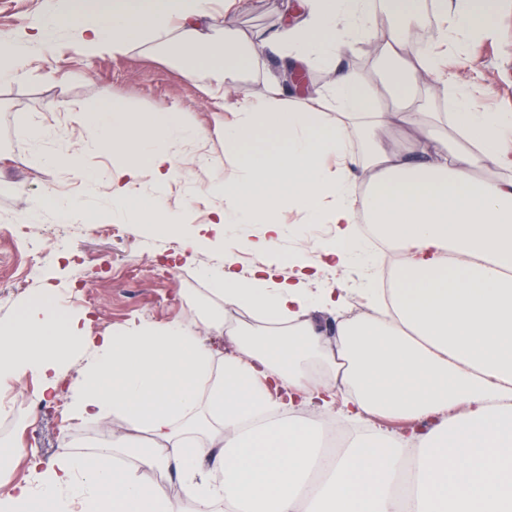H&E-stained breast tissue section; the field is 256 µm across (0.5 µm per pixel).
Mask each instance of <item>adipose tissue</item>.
I'll return each mask as SVG.
<instances>
[{"mask_svg":"<svg viewBox=\"0 0 512 512\" xmlns=\"http://www.w3.org/2000/svg\"><path fill=\"white\" fill-rule=\"evenodd\" d=\"M500 0H435L461 30L490 29ZM81 22L77 49L123 52L151 42L172 49L188 75L233 98L237 118L224 125L235 175L210 184L220 199L213 222L261 224L254 247L269 258L249 277L225 249L209 271L225 307L246 310L287 333H237L240 354L215 362L197 329L175 323L101 337L70 390L72 412L122 416L155 443L109 464L62 452L51 466L31 457L34 482L0 481V512H28L37 500L52 512H180L142 470L175 468L194 512H512V175L486 176L488 156H512V113L481 109L469 87L453 90V109L430 113L403 146L355 152L349 128L370 133L421 111L415 91L437 72L405 20L418 0H386L394 23L380 51L384 103L377 87L350 71L306 97H285V74L265 73L254 95L244 75L261 70L251 42L213 39L210 0H61ZM372 0H304L301 13L265 40L303 68L352 55L371 41ZM98 147L117 160L112 204L132 224L156 218L171 228L182 214L159 197L133 198L151 170L157 188L175 175L172 142L191 135L181 112L144 121L121 100L94 107ZM457 137L448 140L445 128ZM322 203L317 220L334 225L331 245L303 261L296 279L274 280L281 207ZM400 249L393 305L378 289L368 310L341 322L335 350L317 338L310 314L342 310L343 287L304 288L326 268L342 270L360 252L359 219ZM83 335L49 298L23 321L0 330V384L30 373L43 390L59 382L63 349ZM386 415L422 424V432L360 431L343 454L322 453V420Z\"/></svg>","mask_w":512,"mask_h":512,"instance_id":"adipose-tissue-1","label":"adipose tissue"}]
</instances>
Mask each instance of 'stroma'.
I'll use <instances>...</instances> for the list:
<instances>
[{
  "instance_id": "stroma-1",
  "label": "stroma",
  "mask_w": 512,
  "mask_h": 512,
  "mask_svg": "<svg viewBox=\"0 0 512 512\" xmlns=\"http://www.w3.org/2000/svg\"><path fill=\"white\" fill-rule=\"evenodd\" d=\"M300 0H243L239 8L215 9L212 27L218 34L245 39L273 31L294 18ZM48 0H0V51L8 38L25 33L42 21ZM77 19L64 21L51 45L30 46L16 65L18 75L0 81V327L17 322L35 296L50 293L57 311L75 320H88V333L80 350L62 364L67 380L83 371L101 336L120 335L148 324L163 327L194 322L200 307L212 313L224 302L204 284L216 264L213 249H184L181 232L164 233L152 224H129L112 210L111 153L94 149L100 128L82 121L75 112L92 107L102 94L121 98L140 112L163 107L180 110L189 124L206 130L175 150L183 180L168 192L169 207L182 211L188 224L210 220L214 206L205 193L211 180L231 176L224 161V138L218 121L230 119L232 100L207 93L203 83L186 75L162 49L136 46L122 54L79 53L75 41ZM460 55L446 60L447 82L429 81L434 94L426 107L449 111L448 100L438 97L443 84L470 86L487 110L512 113V0H501L495 30L481 37L458 35ZM52 126L60 135L54 144L80 151L82 175L50 165L30 141V127ZM96 185L95 214L87 223L62 224L52 207L34 208L40 196L66 194L83 199L82 179ZM30 223L29 238L13 236L10 226ZM119 224L121 236L106 233ZM65 228L71 239L67 251H58L53 232ZM258 224H237L226 233L235 246L236 268L250 275L266 258L254 251L251 240L261 232ZM37 260L35 275H28L30 260ZM30 397L38 409L14 415L8 428L0 427V474L29 479L25 452H36L44 464L53 463L62 448L85 453L98 443L99 429L129 437L127 422L118 416L108 423L70 414L65 394L45 397L32 375L21 376L0 389V417L12 413V403Z\"/></svg>"
}]
</instances>
